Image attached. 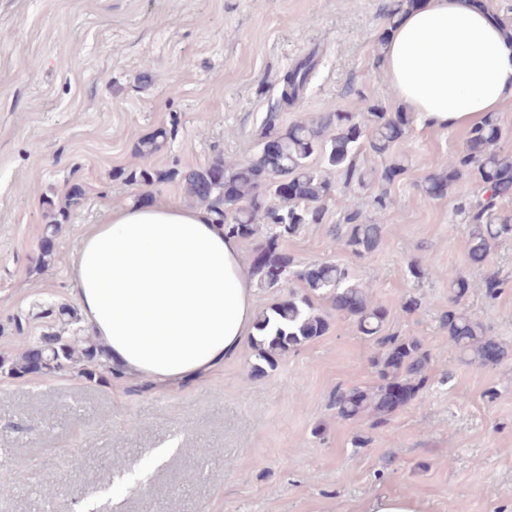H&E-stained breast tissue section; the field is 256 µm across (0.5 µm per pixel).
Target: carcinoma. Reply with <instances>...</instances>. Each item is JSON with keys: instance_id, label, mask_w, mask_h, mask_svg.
I'll return each instance as SVG.
<instances>
[{"instance_id": "cac0c4a2", "label": "carcinoma", "mask_w": 512, "mask_h": 512, "mask_svg": "<svg viewBox=\"0 0 512 512\" xmlns=\"http://www.w3.org/2000/svg\"><path fill=\"white\" fill-rule=\"evenodd\" d=\"M316 65V56L311 54L286 73L283 100L297 98ZM409 124L408 113L388 112L379 105L372 106L365 118L352 112H324L314 121L265 132L262 139L277 140V150L261 148L246 164L218 157L182 174L143 168L127 177L145 184L180 177L186 193L210 207L226 233L245 240L262 238L261 255L252 264L262 286L278 288L287 279L304 284L305 294L290 295L256 315L252 347L259 363L252 366L254 373L275 367L276 356L325 332L327 320L311 297L330 299L336 311L352 319L357 331L377 347L370 364L380 384L371 390L340 386L330 396V406L341 419L372 417L373 429L385 427L398 407L415 400L426 388L430 352L417 338L386 331L389 311L373 304L347 267L335 262L302 266L279 250V240L296 234L305 224L323 223L326 202L332 200L344 215V224L336 225L343 248L358 257L377 250L383 225L363 222L355 200L336 189L329 173L341 171L346 179L363 187L375 179L393 181L405 172L406 165L391 156V150L404 141ZM503 137L495 116H487L472 129L465 149L450 158L448 172L426 178L425 191L435 197L445 195L463 175L480 183L483 198L458 204L469 218L467 262L477 270L484 268L499 242L512 238V216L495 210L497 201L512 197V155L498 149ZM165 139L166 132L156 131L139 141L137 151L149 157L162 149ZM365 150L386 159L382 168L366 170L359 165ZM450 288L452 305L443 317L448 345L483 365L507 360L508 348L486 336L482 325L463 308L470 288L468 278L454 276ZM82 332L80 318L73 315L59 330L40 337L43 373L62 376L77 372L93 379L110 371L105 349ZM33 371V353L28 349L17 356H0L1 374L22 376Z\"/></svg>"}]
</instances>
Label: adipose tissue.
Instances as JSON below:
<instances>
[{
    "instance_id": "1",
    "label": "adipose tissue",
    "mask_w": 512,
    "mask_h": 512,
    "mask_svg": "<svg viewBox=\"0 0 512 512\" xmlns=\"http://www.w3.org/2000/svg\"><path fill=\"white\" fill-rule=\"evenodd\" d=\"M382 67L420 127H473L512 100V27L486 0H417L393 27ZM70 293L113 371L158 387L197 381L254 331L240 241L205 207L108 209L82 235Z\"/></svg>"
}]
</instances>
